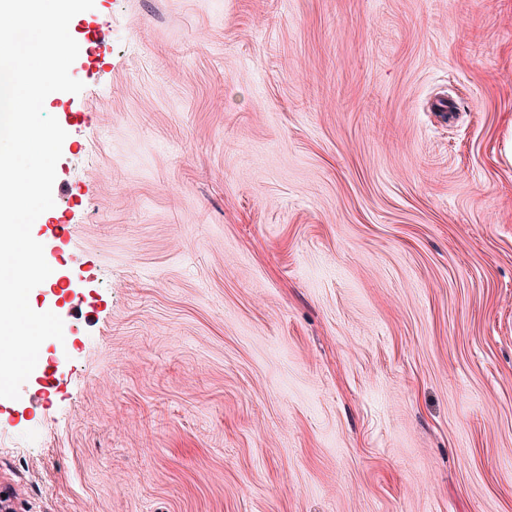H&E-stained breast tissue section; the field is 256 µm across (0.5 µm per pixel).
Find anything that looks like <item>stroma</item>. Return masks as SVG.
<instances>
[{
  "instance_id": "35a3bbf8",
  "label": "stroma",
  "mask_w": 512,
  "mask_h": 512,
  "mask_svg": "<svg viewBox=\"0 0 512 512\" xmlns=\"http://www.w3.org/2000/svg\"><path fill=\"white\" fill-rule=\"evenodd\" d=\"M70 30L32 235L87 306L36 290L64 338L0 398L12 512H512V0Z\"/></svg>"
}]
</instances>
